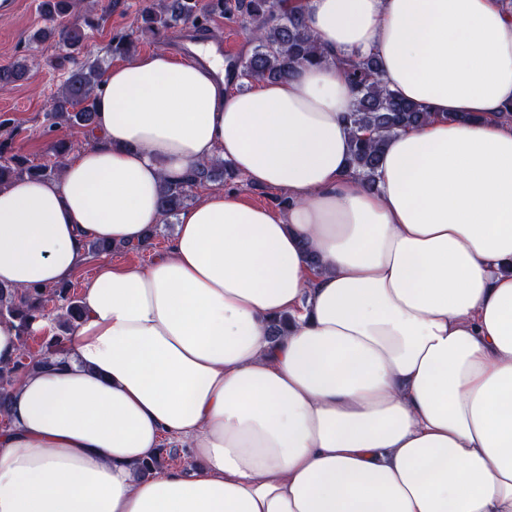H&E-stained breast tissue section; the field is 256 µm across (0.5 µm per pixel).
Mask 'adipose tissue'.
<instances>
[{
    "label": "adipose tissue",
    "mask_w": 512,
    "mask_h": 512,
    "mask_svg": "<svg viewBox=\"0 0 512 512\" xmlns=\"http://www.w3.org/2000/svg\"><path fill=\"white\" fill-rule=\"evenodd\" d=\"M288 3L326 62L246 92L209 43L115 65L92 146L0 190L19 290L142 239L200 163L290 199L206 190L147 266L99 264L0 414V512H512V0ZM367 56L432 114L372 190L340 66ZM168 441L194 468L141 475ZM238 180L240 181L238 183V193L242 201L245 203L269 208H278V206L283 209L288 208L290 203L288 197L277 198L287 195L285 192L276 189L251 187L242 177H239ZM276 200L278 201V206Z\"/></svg>",
    "instance_id": "ef3b65f1"
}]
</instances>
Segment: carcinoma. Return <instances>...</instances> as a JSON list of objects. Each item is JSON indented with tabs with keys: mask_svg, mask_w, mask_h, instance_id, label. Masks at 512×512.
Here are the masks:
<instances>
[{
	"mask_svg": "<svg viewBox=\"0 0 512 512\" xmlns=\"http://www.w3.org/2000/svg\"><path fill=\"white\" fill-rule=\"evenodd\" d=\"M80 9V0H43L44 14L52 26L36 30L29 41L42 43L56 38L67 49L80 51L87 38L85 28H94L99 24V19L90 13L82 21L72 18V14ZM216 14L240 18L254 33L251 54L227 64V76L234 80L253 82L284 79L296 68L320 64L326 57L322 46L307 31L300 8L287 7L286 0H207L203 5L200 0H161L159 7L141 12L140 23L141 28L159 33L180 21H189L196 32L208 34L209 23ZM132 45V34H116L112 36L110 51L126 55ZM343 69L358 90L348 115L351 131L349 169L367 188L373 189L389 138L402 129L424 123L430 113L412 101L396 97L387 89L380 79L379 66L374 58L347 60L343 63ZM28 70L26 58L0 68V88L5 90L23 80ZM102 75L103 65L98 59L76 65L47 112L49 127L92 126ZM70 150L68 142L59 140L53 144L54 161L34 165L21 156L2 157L4 148L0 146V188L21 177L52 179L60 176ZM237 177L229 163L215 160L197 166L181 180L164 181L160 193L162 223H171V218L189 205L194 189L206 183H222L231 189ZM46 301L47 294L41 288L18 292L0 287V319L17 321L19 335L27 336L35 323L45 317ZM81 313L80 301L69 300L64 321L59 324L61 334L50 337L41 359L63 351L65 333L81 317ZM27 369L28 365L20 358L10 366L0 367V412L8 408L13 378Z\"/></svg>",
	"mask_w": 512,
	"mask_h": 512,
	"instance_id": "carcinoma-1",
	"label": "carcinoma"
}]
</instances>
